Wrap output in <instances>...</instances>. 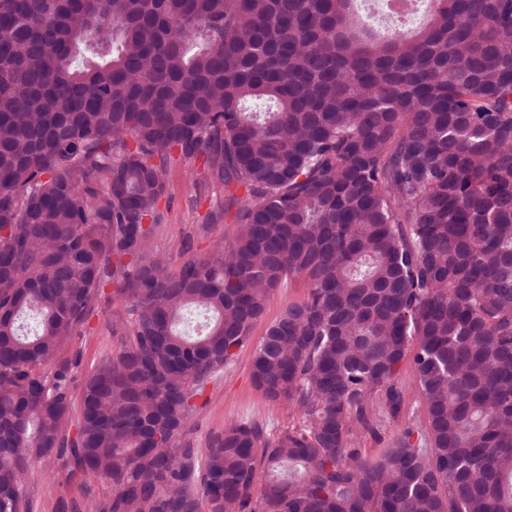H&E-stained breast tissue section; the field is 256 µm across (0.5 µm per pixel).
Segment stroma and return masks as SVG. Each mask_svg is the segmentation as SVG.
Returning a JSON list of instances; mask_svg holds the SVG:
<instances>
[{"label":"stroma","mask_w":512,"mask_h":512,"mask_svg":"<svg viewBox=\"0 0 512 512\" xmlns=\"http://www.w3.org/2000/svg\"><path fill=\"white\" fill-rule=\"evenodd\" d=\"M158 209L162 219L155 231L154 245L158 252L170 256L177 264L188 258L206 259L237 230L233 218L224 213L223 186L211 181L199 157L177 155L172 158L167 169L166 195ZM306 293L305 282L296 278L272 294L265 316L254 326L246 346L235 361L206 386L203 406L190 420L184 436L192 447L205 451L214 434L242 419L259 420L274 435L297 424L296 408L285 403H270L253 383L251 353L288 303L303 299ZM125 316L124 303L105 295L79 336L59 352V360H69L75 365L71 416L79 414L85 377L116 349L118 342L112 334V326ZM23 484L30 512H60L66 504L78 506L80 512H85L88 504L107 489L100 476L90 472L70 473L62 460L53 456L37 460L25 474Z\"/></svg>","instance_id":"35a3bbf8"}]
</instances>
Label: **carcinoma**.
Wrapping results in <instances>:
<instances>
[{
	"instance_id": "obj_1",
	"label": "carcinoma",
	"mask_w": 512,
	"mask_h": 512,
	"mask_svg": "<svg viewBox=\"0 0 512 512\" xmlns=\"http://www.w3.org/2000/svg\"><path fill=\"white\" fill-rule=\"evenodd\" d=\"M390 2L0 0V512L51 455L96 512H512V0ZM176 153L238 228L174 270ZM296 277L251 374L299 424L180 447ZM108 285L71 438L57 357Z\"/></svg>"
}]
</instances>
